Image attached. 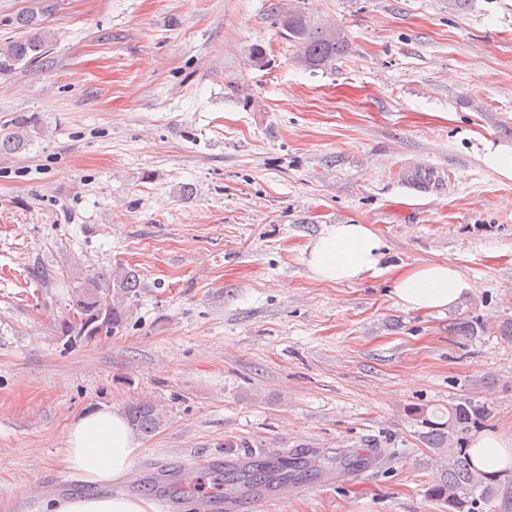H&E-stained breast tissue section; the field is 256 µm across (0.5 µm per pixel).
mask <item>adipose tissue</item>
I'll return each instance as SVG.
<instances>
[{"instance_id": "1", "label": "adipose tissue", "mask_w": 512, "mask_h": 512, "mask_svg": "<svg viewBox=\"0 0 512 512\" xmlns=\"http://www.w3.org/2000/svg\"><path fill=\"white\" fill-rule=\"evenodd\" d=\"M381 239L366 224H333L312 240L305 251L311 276L319 281L353 284L377 269ZM468 281L450 262H429L397 273L393 295L398 304L415 311H443L467 296ZM140 442L125 411L103 406L81 414L69 426L62 463L80 483L107 486L132 470ZM468 452L488 477L512 468V438L476 434ZM147 499L123 495L75 494L57 498L52 512H150Z\"/></svg>"}]
</instances>
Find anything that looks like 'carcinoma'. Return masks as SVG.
<instances>
[{
    "label": "carcinoma",
    "instance_id": "carcinoma-1",
    "mask_svg": "<svg viewBox=\"0 0 512 512\" xmlns=\"http://www.w3.org/2000/svg\"><path fill=\"white\" fill-rule=\"evenodd\" d=\"M52 10L53 5L44 2L11 19L12 26L31 35L0 43V76L11 74L21 64L30 65L47 58L45 23ZM281 26L288 40L298 47L296 61L306 68H323L347 51L348 38L340 27L319 25L302 13L284 16ZM40 129L36 113L16 114L10 130L0 135V153L17 154L27 149ZM140 288V274L132 268L119 265L108 275L84 274L81 287L73 292L70 313L59 323L61 334L90 339L122 331ZM126 412L132 426L143 436L154 435L164 424L163 409L150 399L128 403ZM415 416L422 428L418 432L420 441L431 450L433 472L428 496L448 506V512H487L501 493V487L512 486L511 474L494 479L484 477L472 466L465 451L469 434L485 427L492 417L489 401L464 397L449 404L445 415L429 417L421 409ZM307 454L309 451L301 449L292 457L266 461L254 459L249 451L244 454V460L225 463L222 475L214 482V494L228 500L239 489L260 495L284 486L297 475L308 472ZM331 461L336 464V472L355 473L370 468L372 458L338 453Z\"/></svg>",
    "mask_w": 512,
    "mask_h": 512
}]
</instances>
